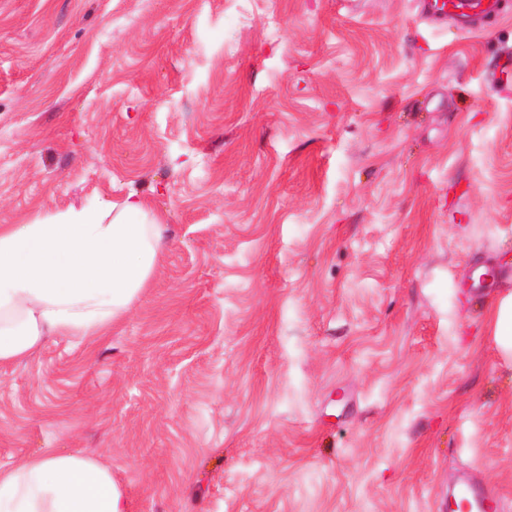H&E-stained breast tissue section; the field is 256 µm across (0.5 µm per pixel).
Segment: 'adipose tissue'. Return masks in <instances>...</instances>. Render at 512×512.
Returning <instances> with one entry per match:
<instances>
[{
    "mask_svg": "<svg viewBox=\"0 0 512 512\" xmlns=\"http://www.w3.org/2000/svg\"><path fill=\"white\" fill-rule=\"evenodd\" d=\"M167 226L137 195L0 224V365L54 336L106 335L149 287ZM0 512H125L112 470L45 450L0 465Z\"/></svg>",
    "mask_w": 512,
    "mask_h": 512,
    "instance_id": "ef3b65f1",
    "label": "adipose tissue"
}]
</instances>
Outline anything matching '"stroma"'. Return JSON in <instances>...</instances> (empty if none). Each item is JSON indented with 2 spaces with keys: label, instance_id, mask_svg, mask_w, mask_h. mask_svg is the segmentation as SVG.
I'll use <instances>...</instances> for the list:
<instances>
[{
  "label": "stroma",
  "instance_id": "35a3bbf8",
  "mask_svg": "<svg viewBox=\"0 0 512 512\" xmlns=\"http://www.w3.org/2000/svg\"><path fill=\"white\" fill-rule=\"evenodd\" d=\"M136 194L167 246L107 335L0 367V465L125 512H512V0H0V224ZM422 14L434 23L454 20L465 30L497 18L504 9L502 0H421ZM496 341L506 352L512 350V302H503L495 311ZM0 512H125L112 469L77 453L47 449L0 465ZM460 495L470 510L476 508L477 512H492L499 507L496 497L488 488L480 487L476 483L463 482L451 496H448V512H455L456 497Z\"/></svg>",
  "mask_w": 512,
  "mask_h": 512
}]
</instances>
